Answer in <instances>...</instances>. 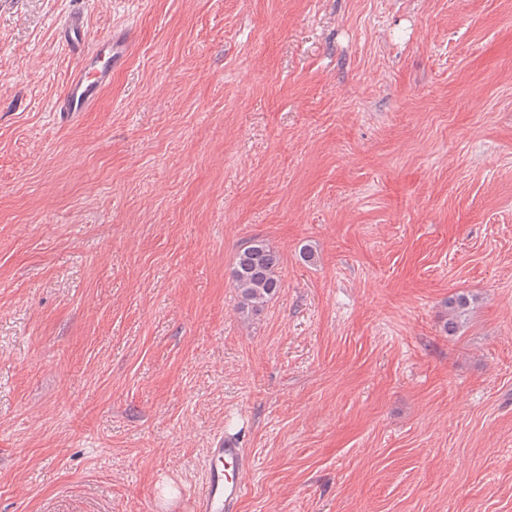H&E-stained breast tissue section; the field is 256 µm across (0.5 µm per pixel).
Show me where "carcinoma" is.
<instances>
[{
	"label": "carcinoma",
	"mask_w": 512,
	"mask_h": 512,
	"mask_svg": "<svg viewBox=\"0 0 512 512\" xmlns=\"http://www.w3.org/2000/svg\"><path fill=\"white\" fill-rule=\"evenodd\" d=\"M280 257L262 240L252 239L238 250L232 269V279L240 294L239 309L258 314L281 287L277 274ZM448 319L444 329L454 335L459 327L458 318L465 315L470 306L467 296L459 294L448 299Z\"/></svg>",
	"instance_id": "1"
}]
</instances>
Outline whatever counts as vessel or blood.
<instances>
[{
    "mask_svg": "<svg viewBox=\"0 0 512 512\" xmlns=\"http://www.w3.org/2000/svg\"><path fill=\"white\" fill-rule=\"evenodd\" d=\"M59 34L76 61L63 93L57 101L60 112L87 111L112 80V68L127 52L131 38L110 31L90 42L83 12L68 15ZM245 457L238 439L218 438L205 453L202 484L196 491H181V512H238L244 495Z\"/></svg>",
    "mask_w": 512,
    "mask_h": 512,
    "instance_id": "obj_1",
    "label": "vessel or blood"
}]
</instances>
